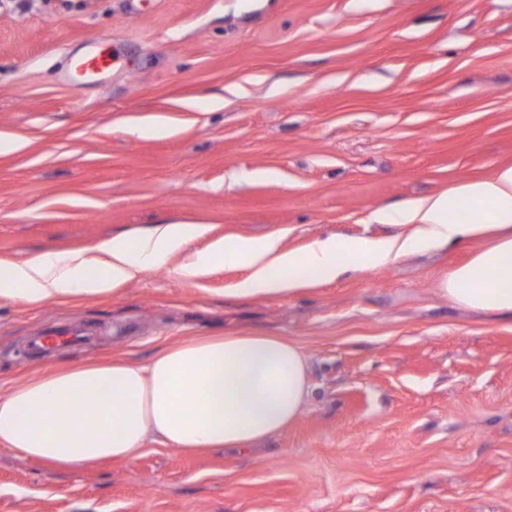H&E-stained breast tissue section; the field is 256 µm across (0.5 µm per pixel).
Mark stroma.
I'll list each match as a JSON object with an SVG mask.
<instances>
[{
    "instance_id": "1",
    "label": "stroma",
    "mask_w": 512,
    "mask_h": 512,
    "mask_svg": "<svg viewBox=\"0 0 512 512\" xmlns=\"http://www.w3.org/2000/svg\"><path fill=\"white\" fill-rule=\"evenodd\" d=\"M82 83L69 57L103 47ZM163 123L135 133L136 125ZM0 258L162 221L210 238L386 237L370 212L512 163V0H0ZM423 248L295 296L177 260L98 299H0V393L34 372L228 331L309 357L298 421L241 452L156 442L54 469L0 449V512H512V322L439 293L484 248ZM86 347L27 354L41 327ZM112 61V53L106 48L94 54L84 56L77 64L81 66L86 75H94L111 69Z\"/></svg>"
}]
</instances>
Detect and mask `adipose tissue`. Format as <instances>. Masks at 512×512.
I'll return each instance as SVG.
<instances>
[{
	"label": "adipose tissue",
	"instance_id": "1",
	"mask_svg": "<svg viewBox=\"0 0 512 512\" xmlns=\"http://www.w3.org/2000/svg\"><path fill=\"white\" fill-rule=\"evenodd\" d=\"M368 221L394 222L400 231L349 241L330 235L301 251L283 249L275 238H219L188 256L187 244L205 225L159 223L103 241L92 258L78 251L0 259V298L41 305L100 297L178 254L186 277L220 263L243 267L239 297L292 295L421 247L488 235L491 243L455 268L440 292L465 308L512 318V164L395 210H375ZM312 392L308 357L287 337H191L144 363L115 358L34 374L0 395V446L59 469L129 463L151 440L188 453L242 450L286 430Z\"/></svg>",
	"mask_w": 512,
	"mask_h": 512
}]
</instances>
